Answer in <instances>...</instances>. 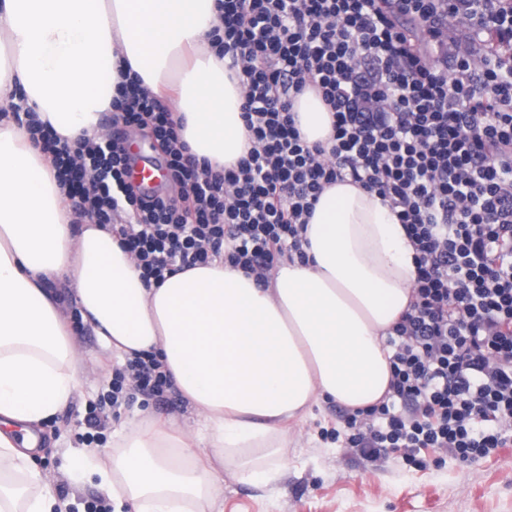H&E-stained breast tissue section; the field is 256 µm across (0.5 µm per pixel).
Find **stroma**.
Wrapping results in <instances>:
<instances>
[{
	"mask_svg": "<svg viewBox=\"0 0 512 512\" xmlns=\"http://www.w3.org/2000/svg\"><path fill=\"white\" fill-rule=\"evenodd\" d=\"M75 337L82 354L99 359L100 367L75 398L43 424V441L34 459L54 482L60 499L86 508L106 493L97 483L76 480L67 472L69 451L85 447L102 459L111 458V441L85 444L84 419L90 405L108 392L119 362L103 350L90 325L76 324ZM339 411L333 402L314 409L302 430L281 448L283 466L272 480H225L217 503L220 512H512V444L472 463L430 448L421 451L418 466L405 465L392 453L370 459L336 440ZM136 413L180 420L187 404L180 397L162 403L136 395L111 413L107 426L115 428Z\"/></svg>",
	"mask_w": 512,
	"mask_h": 512,
	"instance_id": "obj_1",
	"label": "stroma"
}]
</instances>
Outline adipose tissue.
Listing matches in <instances>:
<instances>
[{
    "mask_svg": "<svg viewBox=\"0 0 512 512\" xmlns=\"http://www.w3.org/2000/svg\"><path fill=\"white\" fill-rule=\"evenodd\" d=\"M218 0H0V512H67L31 453L43 422L91 375L52 290L70 288L84 323L118 358L157 353L189 422L132 418L111 462L76 449L113 512H215L225 478L264 483L312 406L378 403L391 379L387 336L407 309L414 250L389 205L350 181L325 187L307 263L281 261L267 285L216 261L146 285L111 230L73 224L53 168L15 108L64 137L99 135L128 63L173 93L198 159L229 167L250 148L239 80L208 35ZM308 143L332 114L313 90L293 106Z\"/></svg>",
    "mask_w": 512,
    "mask_h": 512,
    "instance_id": "obj_1",
    "label": "adipose tissue"
}]
</instances>
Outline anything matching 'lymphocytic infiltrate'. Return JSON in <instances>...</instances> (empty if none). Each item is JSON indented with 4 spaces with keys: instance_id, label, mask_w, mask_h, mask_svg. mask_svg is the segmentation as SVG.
<instances>
[{
    "instance_id": "1",
    "label": "lymphocytic infiltrate",
    "mask_w": 512,
    "mask_h": 512,
    "mask_svg": "<svg viewBox=\"0 0 512 512\" xmlns=\"http://www.w3.org/2000/svg\"><path fill=\"white\" fill-rule=\"evenodd\" d=\"M211 34L245 90L251 147L236 167L198 162L168 104L131 78L112 125L160 152L170 194L143 200L123 141L68 139L31 121L73 219L111 227L145 282L225 258L268 281L306 261L326 186L389 201L415 249L408 308L388 342L385 399L346 413L347 447L378 457L434 448L467 463L512 442V0H221ZM315 88L331 146L302 139L294 99ZM166 398L154 355L116 370L107 399Z\"/></svg>"
}]
</instances>
